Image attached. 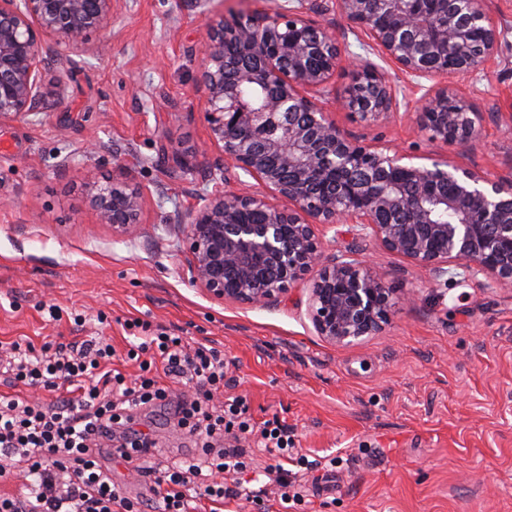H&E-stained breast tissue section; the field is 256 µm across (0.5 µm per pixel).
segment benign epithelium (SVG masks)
Here are the masks:
<instances>
[{"mask_svg": "<svg viewBox=\"0 0 512 512\" xmlns=\"http://www.w3.org/2000/svg\"><path fill=\"white\" fill-rule=\"evenodd\" d=\"M216 0H193L201 18L195 91L226 164L261 192L217 190L188 214L184 236L191 282L221 303L267 307L301 287L317 335L350 346L391 321L393 290L356 252L331 253L318 229L357 224L386 251L435 276L454 263L512 290V179L490 181L450 161L429 166L348 137L324 106L346 61L335 32L306 0L272 11L224 15ZM367 43L422 91L418 121L432 138L466 151L480 113L448 87L494 62L500 32L485 0H336ZM112 28V0H0V121L27 120L62 104L77 65L93 57L89 36ZM339 106L365 122L397 113L387 72L356 63ZM45 69L56 92L42 90ZM431 82L426 86L419 83ZM260 92L255 104L242 87ZM90 203L112 235H135L143 189L126 177L91 186Z\"/></svg>", "mask_w": 512, "mask_h": 512, "instance_id": "1", "label": "benign epithelium"}]
</instances>
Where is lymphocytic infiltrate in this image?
Here are the masks:
<instances>
[{
	"label": "lymphocytic infiltrate",
	"instance_id": "1",
	"mask_svg": "<svg viewBox=\"0 0 512 512\" xmlns=\"http://www.w3.org/2000/svg\"><path fill=\"white\" fill-rule=\"evenodd\" d=\"M142 342L131 345L126 360L138 366L128 376L115 368L117 352L97 336L67 344L37 345L15 340L0 347V369L28 395H0V479L19 477L18 492L0 494V512H206L207 503L260 499L262 477L274 476L279 504H301L297 475L285 461L303 462L295 435L273 420L254 427L244 418L241 398L214 404L226 377L224 353L205 344L190 346L186 337L133 319ZM192 383L194 392L171 401L168 377ZM172 404L173 423L194 438L201 459L163 470L149 461L159 451L152 433L137 429L135 413ZM121 429L117 448L102 439ZM252 440L271 457L275 468L256 470L243 440ZM132 466L145 494L123 495L112 480L111 462ZM231 483H224V475Z\"/></svg>",
	"mask_w": 512,
	"mask_h": 512
}]
</instances>
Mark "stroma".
Segmentation results:
<instances>
[{"label": "stroma", "instance_id": "stroma-1", "mask_svg": "<svg viewBox=\"0 0 512 512\" xmlns=\"http://www.w3.org/2000/svg\"><path fill=\"white\" fill-rule=\"evenodd\" d=\"M501 51L484 73L455 81L482 115L466 152L431 140L415 112L377 122L335 114L365 145L449 160L490 180L512 176V0H486ZM99 52L77 69L62 108L0 123V342H71L102 334L117 351L124 323L139 318L214 346L228 364L224 393L243 397L252 423L279 418L309 459L307 504L272 496L225 500L220 512H512V290L449 267L434 277L355 227L328 229L332 251L364 252L397 299L379 334L340 348L317 336L302 290L269 308L211 299L193 285L184 221L214 191L205 163L217 154L195 96L196 61L185 56L201 21L191 0H114ZM325 20L350 57L390 70L401 93L410 77L369 48L327 0ZM185 114L167 122L169 105ZM103 150L86 157L88 136ZM195 152L185 175L174 159ZM67 169H59L60 161ZM127 174L146 193L139 232L116 238L87 199L92 182ZM416 291L415 303L402 302ZM58 305L60 319L46 308ZM89 317L84 326L75 315ZM161 444L157 464L191 457L190 443L158 407L139 420Z\"/></svg>", "mask_w": 512, "mask_h": 512}]
</instances>
